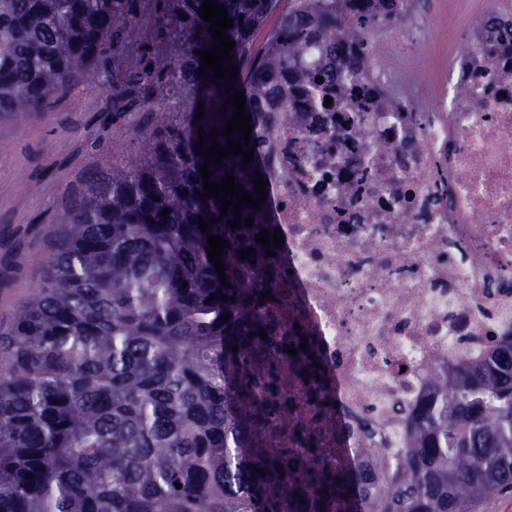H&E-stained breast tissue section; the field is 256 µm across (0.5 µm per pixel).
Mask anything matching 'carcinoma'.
I'll return each mask as SVG.
<instances>
[{"label": "carcinoma", "mask_w": 512, "mask_h": 512, "mask_svg": "<svg viewBox=\"0 0 512 512\" xmlns=\"http://www.w3.org/2000/svg\"><path fill=\"white\" fill-rule=\"evenodd\" d=\"M203 2L171 0L159 12L184 31L185 47L148 69L126 37L130 0H0V117L37 111L116 55L134 99L148 103L161 86L191 97L138 156L88 176L39 259L40 286L0 320V512H480L511 497L512 335L480 360L450 354L434 365L407 413L406 448L376 484L325 457L304 425L314 459L266 447L279 416L273 395L294 360L288 345L304 336L275 313L286 278L266 252L280 246L256 241L277 228L268 202L222 215L214 196L199 198L200 167L212 144L243 140L223 135L230 95L243 92L254 160L229 155L210 165V181L230 174L258 198L265 134L288 121L273 106L277 77L329 91L335 66L307 70L309 48L330 56L355 43L363 61L369 31L403 14L394 0L368 10L289 0L257 47L254 32L277 0H215L233 20L226 66L237 72L215 81L198 71L199 52L217 45ZM248 217L250 227L229 226ZM211 235L230 244L224 285L207 256ZM250 247L257 255L241 259Z\"/></svg>", "instance_id": "cac0c4a2"}]
</instances>
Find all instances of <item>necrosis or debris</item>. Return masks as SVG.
<instances>
[{"label":"necrosis or debris","mask_w":512,"mask_h":512,"mask_svg":"<svg viewBox=\"0 0 512 512\" xmlns=\"http://www.w3.org/2000/svg\"><path fill=\"white\" fill-rule=\"evenodd\" d=\"M430 38L407 17L370 40L378 64L341 71L327 96L291 92L265 138L280 312L312 336L336 403L316 413L289 376L280 442L305 454L307 422L337 465L374 479L432 364L512 334V8L484 0L445 68L423 54Z\"/></svg>","instance_id":"4bbe7bcc"}]
</instances>
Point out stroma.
I'll return each instance as SVG.
<instances>
[{
	"label": "stroma",
	"instance_id": "1",
	"mask_svg": "<svg viewBox=\"0 0 512 512\" xmlns=\"http://www.w3.org/2000/svg\"><path fill=\"white\" fill-rule=\"evenodd\" d=\"M146 0H130V27L144 36V59L175 58L181 45L173 26L155 22ZM432 37L426 50L441 62L455 32L481 0L460 11L458 0H413ZM109 62L46 101L39 111L0 117V317L8 316L41 279L34 256L49 255L54 234L83 180L103 162H125L139 154L144 137L185 111L186 101L157 94L150 104L130 102L127 119H115L117 92Z\"/></svg>",
	"mask_w": 512,
	"mask_h": 512
}]
</instances>
